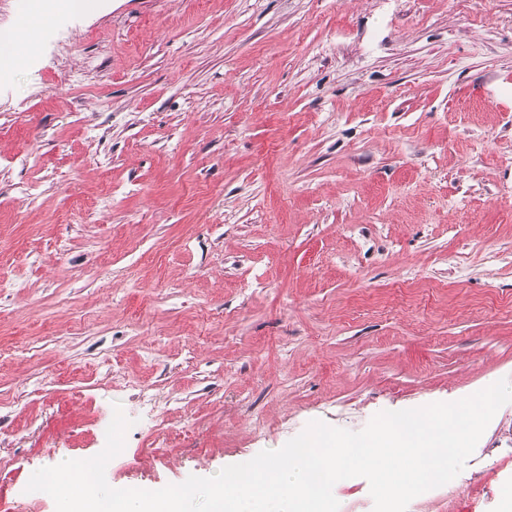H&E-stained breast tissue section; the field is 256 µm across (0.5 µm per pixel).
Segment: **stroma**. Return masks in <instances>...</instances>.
<instances>
[{
  "label": "stroma",
  "instance_id": "stroma-1",
  "mask_svg": "<svg viewBox=\"0 0 512 512\" xmlns=\"http://www.w3.org/2000/svg\"><path fill=\"white\" fill-rule=\"evenodd\" d=\"M91 3L0 69V512L512 379V0ZM407 512H512V402Z\"/></svg>",
  "mask_w": 512,
  "mask_h": 512
}]
</instances>
